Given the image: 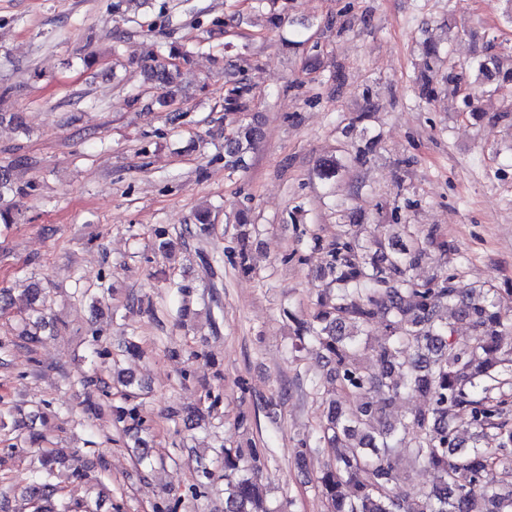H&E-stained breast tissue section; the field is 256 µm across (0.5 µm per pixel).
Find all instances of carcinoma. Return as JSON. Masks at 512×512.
Returning <instances> with one entry per match:
<instances>
[{"label":"carcinoma","instance_id":"obj_1","mask_svg":"<svg viewBox=\"0 0 512 512\" xmlns=\"http://www.w3.org/2000/svg\"><path fill=\"white\" fill-rule=\"evenodd\" d=\"M202 52L197 47L169 46L144 66L147 82L164 92L161 103L174 99L179 77ZM177 60L175 64L167 59ZM493 91L512 85L496 53L474 63ZM448 91L466 83L465 71L448 67ZM251 87L239 76L226 82L224 120L234 124L225 166L246 167L257 129L244 121L250 110ZM15 159L0 165V224L19 222L17 200L35 191L32 182H17ZM385 242L354 238L336 244L324 270L327 287L317 294L314 311L292 322L291 351L314 350L333 372L336 393L324 399L315 447L330 448L333 457L316 479L326 512H512V481L499 486L484 479L499 464L512 471V423L507 401L494 390L512 379V351L502 336L512 329L497 290L459 295L448 277L418 284L408 275L415 257L384 251ZM27 340L35 343L46 327L44 296L31 285L25 299ZM384 325L383 340L371 341L374 325ZM469 339L460 343L456 327ZM369 353L375 364L363 362ZM422 397L425 404L396 424L389 422L395 403ZM411 445L414 462L430 469L433 485L419 492L404 488L407 477L395 461V448ZM66 455L49 452L38 459L37 476L24 488L31 512H56L50 506L45 476ZM260 451L245 454L224 449V512H271L263 506L258 482Z\"/></svg>","mask_w":512,"mask_h":512}]
</instances>
